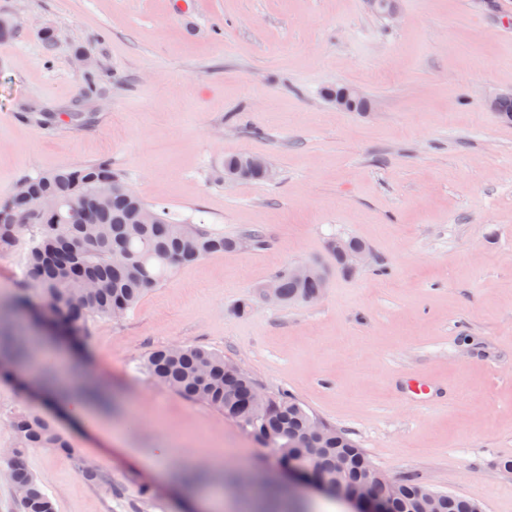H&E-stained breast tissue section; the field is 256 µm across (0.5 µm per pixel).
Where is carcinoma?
Returning a JSON list of instances; mask_svg holds the SVG:
<instances>
[{
    "label": "carcinoma",
    "mask_w": 512,
    "mask_h": 512,
    "mask_svg": "<svg viewBox=\"0 0 512 512\" xmlns=\"http://www.w3.org/2000/svg\"><path fill=\"white\" fill-rule=\"evenodd\" d=\"M223 172L240 181H262L259 170H245L239 155L224 157ZM33 194L55 200L53 207L33 212L18 195L0 204V250L30 234L26 270L33 294L17 299L11 310L39 308L51 325L78 350L84 349L89 322L98 316L118 317L134 307L182 263L214 252L234 251L241 239L205 224L175 221L166 208L143 201L106 162L59 168L28 179ZM286 304L306 300L323 288L313 278L296 279L285 269L274 277ZM36 350L27 336L13 329L11 315L0 312V372L9 374L33 364ZM224 356L191 345L152 351L143 367L149 377L182 397L224 410L262 445L276 451L280 466L317 471L330 481L344 458L350 480L364 481L378 470L362 449L342 431L309 448L299 444L315 415L283 393L255 399V385L246 375L227 373ZM11 479L19 512H55L24 462L30 448H67L56 428L41 414L28 411L10 423ZM389 499V512H423L427 488L411 479L389 489L376 482ZM439 512H482L474 501L437 494Z\"/></svg>",
    "instance_id": "obj_1"
}]
</instances>
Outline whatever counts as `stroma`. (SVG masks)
Instances as JSON below:
<instances>
[{
	"label": "stroma",
	"mask_w": 512,
	"mask_h": 512,
	"mask_svg": "<svg viewBox=\"0 0 512 512\" xmlns=\"http://www.w3.org/2000/svg\"><path fill=\"white\" fill-rule=\"evenodd\" d=\"M0 0V199L28 176L108 161L143 200L266 245L178 266L120 317L97 318L88 374L112 393V444L45 407L70 451L26 456L55 512H180L174 489L127 451L168 441V463L223 456L211 512L281 468L223 410L143 370L159 347L222 353L271 395L286 391L363 448L388 478L512 512V0ZM96 62L95 84L75 65ZM357 87L366 112L329 92ZM23 102L36 111L26 120ZM273 174L224 182V156ZM362 240L371 263L333 268L328 242ZM27 240L0 253V304L26 294ZM330 266L315 303L275 305L260 287L289 266ZM430 382L412 398L408 378ZM0 379V448L33 404ZM95 461L92 483L78 466ZM153 488L150 501L142 486Z\"/></svg>",
	"instance_id": "1"
}]
</instances>
